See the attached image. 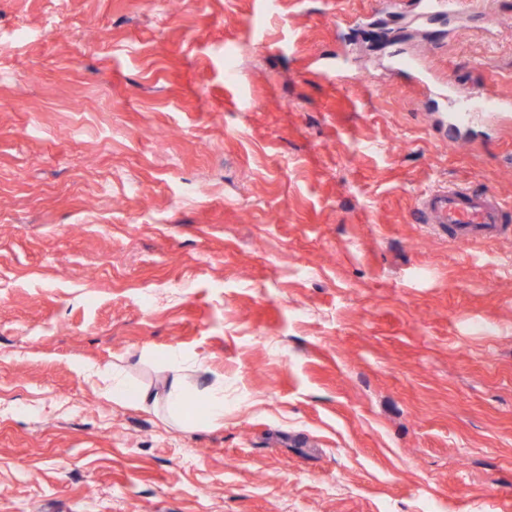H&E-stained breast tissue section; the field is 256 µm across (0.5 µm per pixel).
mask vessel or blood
I'll return each mask as SVG.
<instances>
[{
    "label": "vessel or blood",
    "mask_w": 512,
    "mask_h": 512,
    "mask_svg": "<svg viewBox=\"0 0 512 512\" xmlns=\"http://www.w3.org/2000/svg\"><path fill=\"white\" fill-rule=\"evenodd\" d=\"M454 125L471 124L478 112L512 110L511 100L494 97L473 103L461 95L448 99ZM415 216L419 223L451 232L461 242L478 241L494 236L503 217V203L494 193L473 191L466 187H439L421 194Z\"/></svg>",
    "instance_id": "vessel-or-blood-1"
}]
</instances>
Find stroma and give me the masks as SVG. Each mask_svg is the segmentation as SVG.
Here are the masks:
<instances>
[{"label": "stroma", "instance_id": "obj_1", "mask_svg": "<svg viewBox=\"0 0 512 512\" xmlns=\"http://www.w3.org/2000/svg\"><path fill=\"white\" fill-rule=\"evenodd\" d=\"M0 64V512H512V212L414 213L512 203V113L432 102L512 99V0H0ZM453 94L449 97L448 104L451 110V119L455 126L471 124L478 112H506L512 109L511 100L488 97L477 105L470 99L462 97L457 90H454ZM501 199L488 190L439 187L421 194L415 216L420 224L448 229L460 242L494 236L503 217ZM166 360L172 374L168 398L171 403H185L192 395V391H189L184 385L183 371L188 364V360L177 350L169 351ZM111 386L108 388L114 401H137L147 404L149 400H155L148 389L139 387L123 378L120 372L112 371ZM207 397V415L212 421L224 418V386L212 384L203 389Z\"/></svg>", "mask_w": 512, "mask_h": 512}]
</instances>
